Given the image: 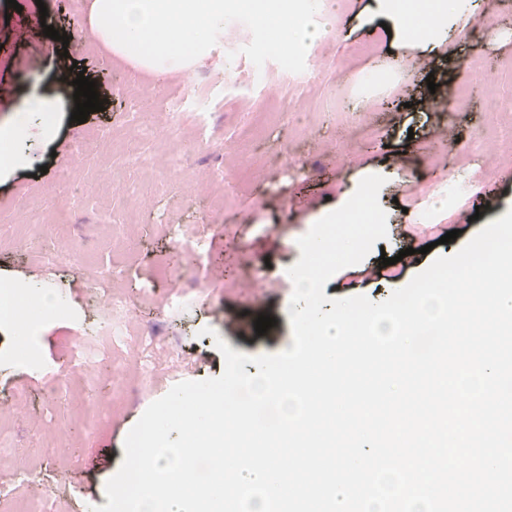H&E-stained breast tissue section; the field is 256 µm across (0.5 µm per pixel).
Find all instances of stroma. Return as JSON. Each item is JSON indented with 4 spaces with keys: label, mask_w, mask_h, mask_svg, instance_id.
<instances>
[{
    "label": "stroma",
    "mask_w": 512,
    "mask_h": 512,
    "mask_svg": "<svg viewBox=\"0 0 512 512\" xmlns=\"http://www.w3.org/2000/svg\"><path fill=\"white\" fill-rule=\"evenodd\" d=\"M18 2L14 10L0 0V128L34 95L56 121L22 145L28 161L0 170V288L32 302L52 292L61 310L31 331L0 324L8 496L57 501L65 512L105 505L146 408L178 382L222 374L216 339L252 356L291 348L287 271L297 241L364 177L385 179L388 234L325 284L330 298L384 301L512 210V158L495 142L470 157L500 114L485 79L512 53V27L499 23L512 0H482L479 15L448 22L444 42L424 36L414 48L399 28L383 29L377 0H334L329 31L300 73L273 61L255 67L241 53L249 29L232 22L192 77L174 69L161 81L103 42L67 50L45 37L51 25L81 40L72 0ZM75 64L105 101L82 124L71 120L61 79ZM430 76L446 81V99L430 93ZM89 135L98 149L85 162ZM131 150L141 163L113 169ZM77 186L87 193L76 200ZM455 229L459 237L442 243ZM385 256L392 265L382 266ZM100 280L126 299L123 340L106 336ZM262 314L275 324L260 335ZM147 332L160 341L149 352Z\"/></svg>",
    "instance_id": "obj_1"
}]
</instances>
